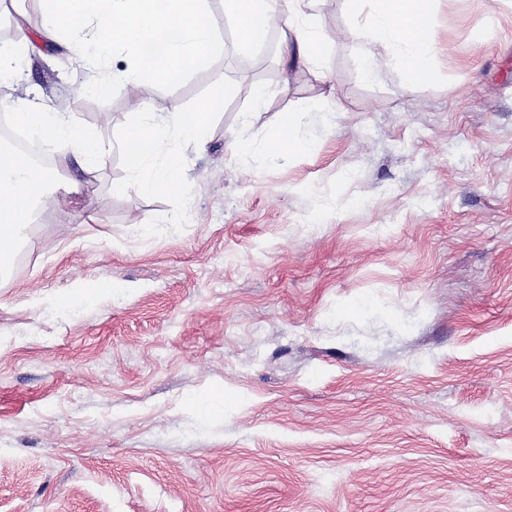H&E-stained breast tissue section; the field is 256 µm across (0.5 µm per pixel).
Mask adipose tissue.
I'll return each instance as SVG.
<instances>
[{
	"mask_svg": "<svg viewBox=\"0 0 512 512\" xmlns=\"http://www.w3.org/2000/svg\"><path fill=\"white\" fill-rule=\"evenodd\" d=\"M309 0H224V14L234 20L241 50L248 51L275 26L288 25L291 38L284 44L289 63L318 61L327 39L307 13ZM371 30L377 44L393 51L405 78L412 83L433 81L428 59L434 44L433 0H374Z\"/></svg>",
	"mask_w": 512,
	"mask_h": 512,
	"instance_id": "adipose-tissue-1",
	"label": "adipose tissue"
}]
</instances>
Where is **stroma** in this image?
I'll return each instance as SVG.
<instances>
[{"instance_id": "stroma-1", "label": "stroma", "mask_w": 512, "mask_h": 512, "mask_svg": "<svg viewBox=\"0 0 512 512\" xmlns=\"http://www.w3.org/2000/svg\"><path fill=\"white\" fill-rule=\"evenodd\" d=\"M209 7L218 61L100 104L35 0H0V39L30 48L0 111L40 102L112 138L236 84L184 150L183 231L140 236L171 206L114 194L119 155L89 175L53 154L80 190L0 281V512H512V7L434 0L427 84L352 38L372 0H312L328 44L294 67L279 29L244 52ZM289 111L301 148L277 157ZM300 113L281 112L276 115L274 135L268 143L271 154L290 155L301 148L300 143L292 137L293 130L298 126Z\"/></svg>"}]
</instances>
